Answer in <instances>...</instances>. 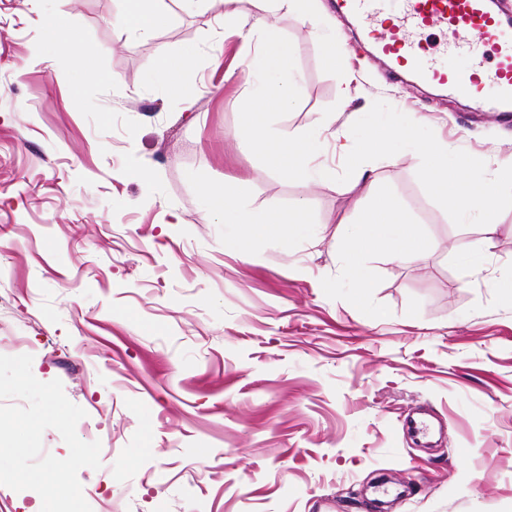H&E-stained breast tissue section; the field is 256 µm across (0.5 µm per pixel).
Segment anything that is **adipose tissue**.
I'll return each mask as SVG.
<instances>
[{
    "label": "adipose tissue",
    "mask_w": 512,
    "mask_h": 512,
    "mask_svg": "<svg viewBox=\"0 0 512 512\" xmlns=\"http://www.w3.org/2000/svg\"><path fill=\"white\" fill-rule=\"evenodd\" d=\"M121 2L122 7L113 21L130 32L149 35L169 19L164 0ZM178 3L184 10L203 5L222 17L250 9L259 13L257 26L240 35L247 76L254 79L255 84L242 103L243 120L236 135L269 167L297 179L321 178L316 160L322 155L328 138L343 136L334 118L325 116L305 129L290 130L271 127L268 117L293 106V92L298 82L293 53L278 35L273 18L277 11L285 10L308 21L312 28H319L325 21L322 0H178ZM41 25L51 35L56 55L70 58L76 65L78 77L73 102L82 105L83 85L95 77L90 66L95 47L83 40L61 13L44 12ZM195 55L191 48L179 55L157 50L149 69L150 80L159 84L167 96L193 104L196 88L187 75ZM418 125L419 120L413 115L394 123L368 119L362 130L361 148L350 149L345 155L347 175L339 185L340 192L360 193L369 200L359 223L347 225L338 242L343 272L357 287L369 284V273L362 259L364 252L375 251L397 261L419 258L430 248L429 242L416 234L398 200L381 193L371 177V161L391 155L400 142L426 155V179L433 195L455 210L462 221L474 219L480 225V237L470 241L462 253L464 261L480 264L484 255L496 246L503 207L500 188L512 185V158L497 160L495 179H486L477 172L473 161L449 159L447 144L419 140ZM201 196L205 218L248 226L254 238L285 246L292 237L306 231L308 216L303 206L257 215L241 204L238 185L228 182L217 188L202 186Z\"/></svg>",
    "instance_id": "adipose-tissue-1"
}]
</instances>
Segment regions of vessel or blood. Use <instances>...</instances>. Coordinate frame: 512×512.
<instances>
[{
	"instance_id": "obj_1",
	"label": "vessel or blood",
	"mask_w": 512,
	"mask_h": 512,
	"mask_svg": "<svg viewBox=\"0 0 512 512\" xmlns=\"http://www.w3.org/2000/svg\"><path fill=\"white\" fill-rule=\"evenodd\" d=\"M397 75L491 101L512 114V24L489 11L485 0H337ZM468 52V70L443 66L441 57Z\"/></svg>"
}]
</instances>
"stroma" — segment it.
<instances>
[{"instance_id": "stroma-1", "label": "stroma", "mask_w": 512, "mask_h": 512, "mask_svg": "<svg viewBox=\"0 0 512 512\" xmlns=\"http://www.w3.org/2000/svg\"><path fill=\"white\" fill-rule=\"evenodd\" d=\"M120 0H0V355H31L85 410L101 466L79 470L92 512H512V206L476 269L459 253L477 224L426 188L407 148L371 173L431 250L414 262L370 254L356 299L337 239L365 201L326 182L292 180L235 136L246 77L236 29L170 4L151 35L113 26ZM69 14L96 47L99 80L72 107L75 67L55 56L39 11ZM275 23L301 75L273 127L325 112L344 137L325 166L344 179L345 147L364 113L424 117L484 165L512 154V121L394 76L337 16L349 52L329 69L310 26ZM194 47L192 108L147 71L158 48ZM148 166L147 180L126 179ZM236 182L252 211L305 203L307 234L288 248L224 247L244 228L208 223L201 183ZM415 409L443 428L431 447L404 427Z\"/></svg>"}]
</instances>
